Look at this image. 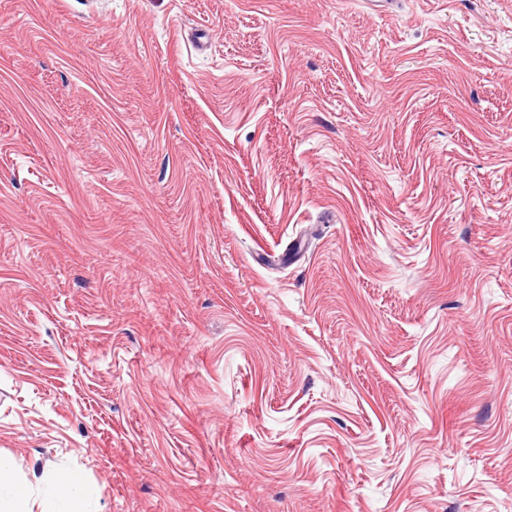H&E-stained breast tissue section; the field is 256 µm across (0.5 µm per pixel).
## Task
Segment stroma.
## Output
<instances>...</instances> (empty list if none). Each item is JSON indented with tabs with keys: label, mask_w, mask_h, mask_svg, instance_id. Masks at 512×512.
Instances as JSON below:
<instances>
[{
	"label": "stroma",
	"mask_w": 512,
	"mask_h": 512,
	"mask_svg": "<svg viewBox=\"0 0 512 512\" xmlns=\"http://www.w3.org/2000/svg\"><path fill=\"white\" fill-rule=\"evenodd\" d=\"M0 460L512 512V0H0Z\"/></svg>",
	"instance_id": "35a3bbf8"
}]
</instances>
